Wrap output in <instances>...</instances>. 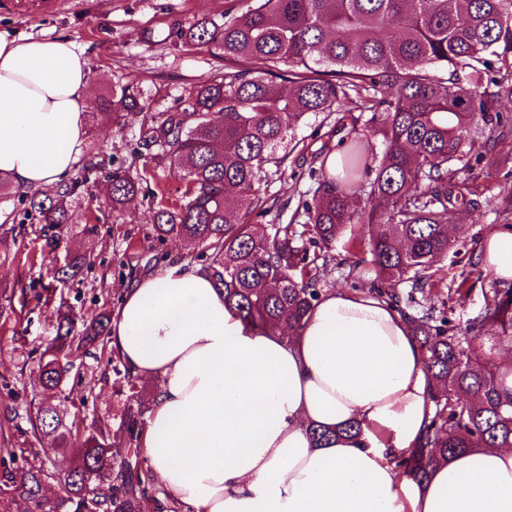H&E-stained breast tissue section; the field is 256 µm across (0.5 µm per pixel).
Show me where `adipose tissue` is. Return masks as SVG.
<instances>
[{"mask_svg": "<svg viewBox=\"0 0 512 512\" xmlns=\"http://www.w3.org/2000/svg\"><path fill=\"white\" fill-rule=\"evenodd\" d=\"M94 74L66 39L0 31V179L57 185L86 142ZM512 279V225L482 240ZM109 346L154 402L142 447L182 512H512V448L460 453L419 480L397 468L433 381L406 320L333 289L295 336L246 327L199 267L173 261L125 288ZM357 423L317 444L311 429Z\"/></svg>", "mask_w": 512, "mask_h": 512, "instance_id": "obj_1", "label": "adipose tissue"}]
</instances>
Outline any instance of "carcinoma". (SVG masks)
I'll use <instances>...</instances> for the list:
<instances>
[{"label":"carcinoma","instance_id":"cac0c4a2","mask_svg":"<svg viewBox=\"0 0 512 512\" xmlns=\"http://www.w3.org/2000/svg\"><path fill=\"white\" fill-rule=\"evenodd\" d=\"M219 19L197 18L172 27L173 46L205 50L224 70L200 83L173 112L143 119L140 142L159 146V159L187 184L173 206L153 209L151 236L177 239L183 257L209 252L203 269L247 325L293 336L320 298L319 260L352 224L365 226L355 242L367 249L376 279L368 292L387 301L411 326L435 387L421 441L398 467L424 479L448 457L486 446H512V394L503 367L481 348L486 336L512 339V288L496 289L480 316L456 327L414 293L439 287L433 268L448 257L465 225L443 216L477 209L475 177L460 176L471 157L491 169L498 144L512 137V0H244ZM146 99L114 86L91 112L117 122L145 112ZM381 114L374 134L384 153L373 164L364 139L354 136L343 155L342 177L321 159L318 186L302 202V229L255 219L268 213L263 184L279 150L295 139L309 114ZM140 182L112 172V211L121 213ZM76 185L54 195L28 196L46 242L69 223ZM354 198L364 206L352 208ZM310 234L311 252L302 244ZM87 256L66 255L58 278L78 276ZM412 287L401 295L398 286ZM71 311H59L56 336L41 362L39 387L59 396L40 402L23 446L9 448L22 465L0 468V512H176L142 448L152 390L119 354L101 346L124 411L117 429L107 418L84 427L75 400L62 386L75 362L108 334L102 311L73 333ZM49 443L46 461L36 445Z\"/></svg>","mask_w":512,"mask_h":512}]
</instances>
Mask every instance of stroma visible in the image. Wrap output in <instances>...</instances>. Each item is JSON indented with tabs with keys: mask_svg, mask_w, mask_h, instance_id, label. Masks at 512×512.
<instances>
[{
	"mask_svg": "<svg viewBox=\"0 0 512 512\" xmlns=\"http://www.w3.org/2000/svg\"><path fill=\"white\" fill-rule=\"evenodd\" d=\"M240 7L239 0H0V30L72 41L96 73L95 95L130 85L157 113L180 105L193 86L224 66L206 52L170 46L165 40L170 24L218 17ZM339 139L321 113L308 116L299 127L282 173L264 185L280 223L291 222L299 200L316 186L306 158L338 149ZM498 151V166L474 168L480 219L471 221L463 210L456 213L455 223L469 225V234L440 262L435 274L440 288L416 296L421 305L446 312L459 327L479 316L486 294L501 285L473 263L481 239L506 221L497 212V195L512 190V139L500 143ZM117 169L141 180L137 196L119 215L111 211L107 189ZM70 175L80 184L72 199V230L58 247H49L39 221L28 217L22 193H11L4 201L9 219L0 223V448L22 443L26 416L44 398L38 366L56 334L58 307L71 309L81 320L115 310L124 286L149 274L147 262L153 255L175 259L184 252L179 242L148 238L157 194L178 200L185 184L168 162L154 160L152 151L140 145L138 124H88L87 145ZM360 234L359 225L348 227L345 238L327 252L322 290L358 291L374 278L370 263L354 262L351 240ZM69 251L89 252L91 263L79 278L61 281L54 276L55 267ZM78 366L82 378L69 381L68 387L80 399L85 421L107 416L119 422L123 400L113 388V373L90 356Z\"/></svg>",
	"mask_w": 512,
	"mask_h": 512,
	"instance_id": "35a3bbf8",
	"label": "stroma"
}]
</instances>
